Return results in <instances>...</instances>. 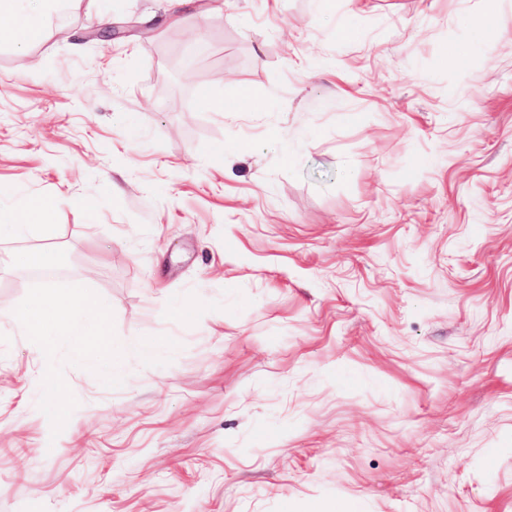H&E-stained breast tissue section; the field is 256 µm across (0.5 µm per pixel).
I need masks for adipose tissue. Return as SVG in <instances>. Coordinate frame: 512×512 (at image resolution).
I'll use <instances>...</instances> for the list:
<instances>
[{
    "label": "adipose tissue",
    "instance_id": "1",
    "mask_svg": "<svg viewBox=\"0 0 512 512\" xmlns=\"http://www.w3.org/2000/svg\"><path fill=\"white\" fill-rule=\"evenodd\" d=\"M483 13L476 18L462 16L461 21L471 33L468 43L452 47L447 62L463 66L480 46L493 38L492 23L500 0H484ZM60 7V0H0V41L7 40L23 47L36 39L47 16ZM109 303L96 294L90 281L79 284L76 292L58 298L35 296L20 321L30 329L37 354L45 360L56 353V339L73 336L86 352L95 355L106 379L117 378L113 363L112 339L108 327Z\"/></svg>",
    "mask_w": 512,
    "mask_h": 512
}]
</instances>
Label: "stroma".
<instances>
[{
	"mask_svg": "<svg viewBox=\"0 0 512 512\" xmlns=\"http://www.w3.org/2000/svg\"><path fill=\"white\" fill-rule=\"evenodd\" d=\"M482 8L66 0L0 41V211L59 203L0 239V512H512V0L443 63ZM90 268L114 384L13 319ZM500 2V0H484V11L479 17L473 18L468 15L461 17L464 26L470 30L471 39L464 45L454 46L448 50L446 59L448 65L462 67L473 52L492 40L493 30L490 23L494 26Z\"/></svg>",
	"mask_w": 512,
	"mask_h": 512,
	"instance_id": "obj_1",
	"label": "stroma"
}]
</instances>
